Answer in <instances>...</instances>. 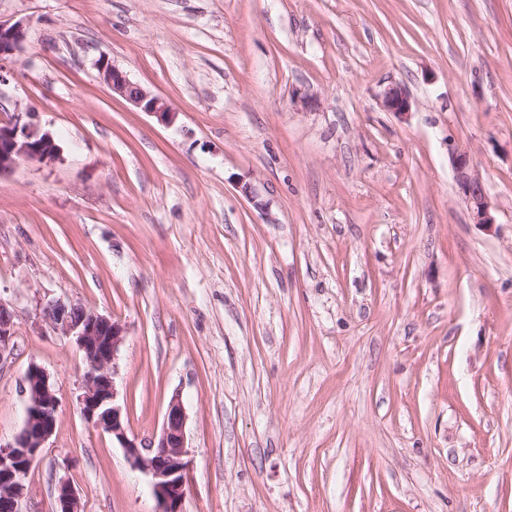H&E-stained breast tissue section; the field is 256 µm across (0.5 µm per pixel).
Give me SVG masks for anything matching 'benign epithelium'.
<instances>
[{"mask_svg": "<svg viewBox=\"0 0 512 512\" xmlns=\"http://www.w3.org/2000/svg\"><path fill=\"white\" fill-rule=\"evenodd\" d=\"M27 25L0 20V61L20 52L27 41ZM100 79L117 95L135 108L171 126L178 112L164 98L130 80L111 61H97ZM383 107L404 115L412 103L408 94L391 84L380 93ZM31 106L18 109L0 125V175L22 162L51 163L60 158V149L53 134L34 122ZM459 194L470 212L473 223L486 227L497 224L484 183L474 170L468 151L456 145L450 149ZM42 322L51 331L67 338L83 352L84 370L78 404L84 418L112 436L122 448L132 468L151 479L152 493L159 512H182L185 476L188 469L187 414L180 395L171 397L159 437L140 446L127 435V420L117 400L114 381L117 360L126 339L125 328L110 317L79 303L55 301L42 309ZM15 334L14 315L9 305L0 300V361ZM27 404L21 432L8 444L0 443V503L9 505L8 512H22L27 495L26 479L55 432L59 399L47 373L38 366L25 376ZM57 512H83L81 499L67 479L55 488Z\"/></svg>", "mask_w": 512, "mask_h": 512, "instance_id": "7a95c632", "label": "benign epithelium"}]
</instances>
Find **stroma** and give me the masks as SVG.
Here are the masks:
<instances>
[{
    "label": "stroma",
    "mask_w": 512,
    "mask_h": 512,
    "mask_svg": "<svg viewBox=\"0 0 512 512\" xmlns=\"http://www.w3.org/2000/svg\"><path fill=\"white\" fill-rule=\"evenodd\" d=\"M0 19L28 27L0 123L33 105L61 149L0 175V442L31 365L60 400L23 512H56L62 478L84 512H159L80 412L84 356L41 324L57 300L125 326L129 438L181 394L183 512H512V0H0ZM103 56L175 124L113 95ZM383 107L388 112H396L404 115L410 112L412 103L408 94L396 84H391L383 88L380 93ZM450 157L459 194L470 212L473 224L492 228L497 224L495 211L488 199L482 179L474 170L468 151L456 145L450 149ZM15 334L14 315L9 305L0 300V361L6 352L10 351V344Z\"/></svg>",
    "instance_id": "obj_1"
}]
</instances>
